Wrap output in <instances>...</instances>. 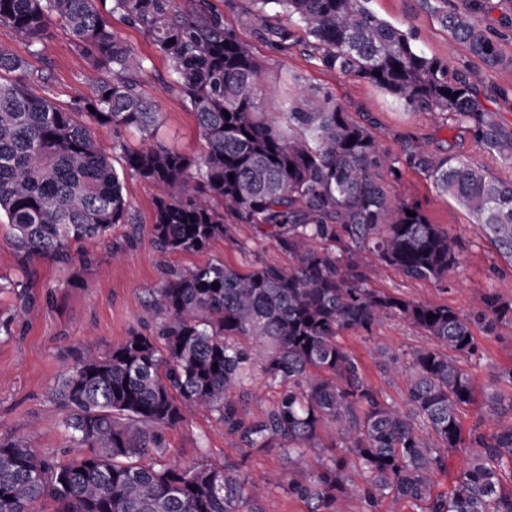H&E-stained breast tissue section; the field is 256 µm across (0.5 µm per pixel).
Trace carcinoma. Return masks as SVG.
Returning a JSON list of instances; mask_svg holds the SVG:
<instances>
[{"label": "carcinoma", "mask_w": 512, "mask_h": 512, "mask_svg": "<svg viewBox=\"0 0 512 512\" xmlns=\"http://www.w3.org/2000/svg\"><path fill=\"white\" fill-rule=\"evenodd\" d=\"M110 2L109 13L141 30L168 61L204 152L156 140L161 113L142 87L149 58L112 29L98 0H0V25L22 36L30 53L57 23L95 73L90 94L63 108L47 91H33L27 61L0 46V216L21 268L35 257L68 264L74 244L132 223L128 175L159 189L157 250L201 251L252 224L295 263L241 271L216 261L166 271L146 306L155 334L134 332L104 353L83 352L54 387L70 440L89 454L63 462L24 437L0 438V512H41L47 500L56 512H265L271 487L307 512H344L350 500L362 512L403 501L421 502L425 512H512V424L498 420L512 393L489 395L492 432L473 429L465 438L461 423L475 401L473 375L461 363L476 348L472 326L491 334L512 325V299L489 291L465 317L368 287L377 264L441 282L462 260L456 238L389 194L383 177L398 179V161L371 131L328 93L288 104L284 126L267 122L263 67L206 0ZM369 2L250 0L245 14L279 48L292 45L290 23L299 24L324 68L366 80L407 110L449 114L478 146L512 163V128L480 104L467 77L420 51L412 33L378 17ZM480 8L469 0L465 11L443 13L442 23L473 56L497 64ZM83 114L100 127L138 132L140 146L114 142L122 160L115 167L77 120ZM405 163L463 206L512 261V181L423 144L407 148ZM387 319L431 340L405 367L381 352L385 371L407 372L405 411L363 379L338 342L347 330L370 336ZM256 375L277 389L259 415L249 388ZM201 411L244 445L239 461H167L166 431ZM464 446L466 468L450 492H435L448 454ZM255 453L276 454L280 468L250 478Z\"/></svg>", "instance_id": "1"}]
</instances>
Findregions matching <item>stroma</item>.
Segmentation results:
<instances>
[{
  "mask_svg": "<svg viewBox=\"0 0 512 512\" xmlns=\"http://www.w3.org/2000/svg\"><path fill=\"white\" fill-rule=\"evenodd\" d=\"M222 13L224 23L248 42L266 71L264 102L268 117L283 122L284 104L300 91L308 95L329 92L350 117L373 132L392 157L404 158L409 144L426 143L441 156L465 159L487 174L512 179V164L477 146L460 124L438 112L410 111L396 105L388 94L353 75L325 70L306 49L307 37L294 26L293 44L281 50L266 43L255 27L246 24L238 8L225 0H209ZM479 18L494 36L502 56L490 67L472 57L443 27L440 8L465 9L466 0H371V9L394 26L413 33L417 46L428 56L447 62L449 71L466 75L475 97L499 123L512 127V0H482ZM113 28L152 67L144 78L146 93L157 104L163 119L158 138L180 152H200L195 117L178 91L170 86L167 64L139 30L112 15ZM0 45L28 61L29 84L34 90L48 88L61 105L89 94V70L83 56L74 51L70 36L61 26H51L38 54H30L26 41L12 29L0 26ZM394 197L417 204L431 223L441 225L464 246L459 268L440 283L411 280L393 266L381 267L372 288L415 301L445 304L459 313L471 314L481 294L494 290L512 298V262L505 261L472 216L453 198L440 194L426 175L402 167L399 179L389 181ZM124 194L134 221L116 224L105 242H88L75 249L73 260L91 253L96 264L72 270L44 259L33 261L29 274H22L8 237V224L0 219V435L27 438L39 453L70 461L83 456L74 447L62 425L63 412L52 388L76 356L86 350L105 351L132 332L151 334L153 324L140 316L166 269L222 261L245 270L253 265L289 266L294 259L272 238L260 239L252 225H239L234 239L217 238L195 253H162L152 242L156 187L140 178H127ZM120 250L122 260H112L111 250ZM472 332L478 350L463 358L475 376V402L461 416L464 430H471L485 410L486 394L501 370L512 368V326L486 333L482 325ZM339 341L355 356L363 377L396 405H403L404 375L383 371L379 349L408 358L411 351L428 347L429 339L417 330L389 321L372 336L343 332ZM167 457L188 466L205 458L237 461L239 443L225 437L223 427L207 413H198L166 433Z\"/></svg>",
  "mask_w": 512,
  "mask_h": 512,
  "instance_id": "obj_1",
  "label": "stroma"
}]
</instances>
